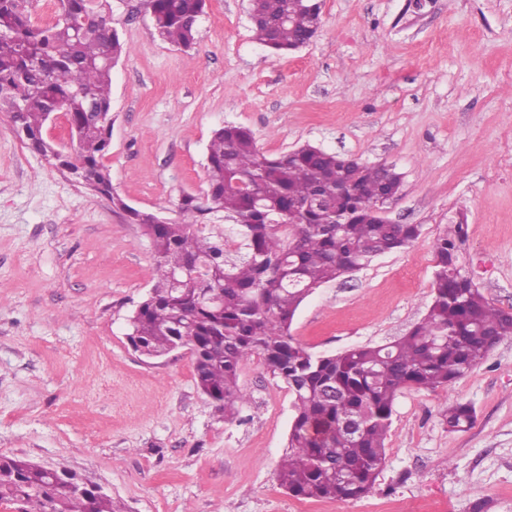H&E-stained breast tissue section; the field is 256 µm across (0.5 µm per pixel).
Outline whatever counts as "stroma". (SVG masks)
<instances>
[{
	"mask_svg": "<svg viewBox=\"0 0 512 512\" xmlns=\"http://www.w3.org/2000/svg\"><path fill=\"white\" fill-rule=\"evenodd\" d=\"M129 51L112 69L113 189L173 216L208 191L206 148L233 123L261 151L311 143L394 166L410 247L317 288L291 325L316 355L383 345L431 302V245L466 219L467 268L512 312V0H323L311 42L274 57L249 0H207L195 47L155 34L144 0H112ZM155 282L140 225L25 148L0 112V455L74 471L127 512H512V336L450 387L398 395L372 491L298 499L280 487L293 395L244 362L234 421L198 390L190 356L148 359L126 318ZM474 425L448 431L447 402Z\"/></svg>",
	"mask_w": 512,
	"mask_h": 512,
	"instance_id": "35a3bbf8",
	"label": "stroma"
}]
</instances>
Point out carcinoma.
Here are the masks:
<instances>
[{
	"mask_svg": "<svg viewBox=\"0 0 512 512\" xmlns=\"http://www.w3.org/2000/svg\"><path fill=\"white\" fill-rule=\"evenodd\" d=\"M59 2L56 18L38 23L30 0H0V112L10 114L26 148L107 197L151 240L156 283L127 318L132 346L148 357L191 349L196 386L227 421L246 402L240 366L260 357L294 396L279 485L300 499L369 493L401 390L446 387L512 336V312L490 304L462 261L465 224L451 225L434 242L432 303L405 335L332 355L308 352L290 334L306 297L421 235L420 225L385 222L374 209L379 197L400 189V174L310 143L268 155L249 129L227 124L208 145L205 201L187 195L178 218L155 223L154 213L129 206L112 189L102 162L112 135L107 61L127 52L117 30L101 24L112 3ZM145 2L162 39L185 49L196 44L205 0ZM251 9L255 39L277 57L308 44L321 24L322 0H257ZM58 113L76 142L72 153L43 136ZM236 178L250 181L252 194L233 187ZM216 220L235 227L238 258L207 230ZM173 272L182 274L177 289L169 287ZM444 417L448 431L463 432L475 411L453 401ZM0 503H19L22 512H125L75 474L2 455Z\"/></svg>",
	"mask_w": 512,
	"mask_h": 512,
	"instance_id": "carcinoma-1",
	"label": "carcinoma"
}]
</instances>
